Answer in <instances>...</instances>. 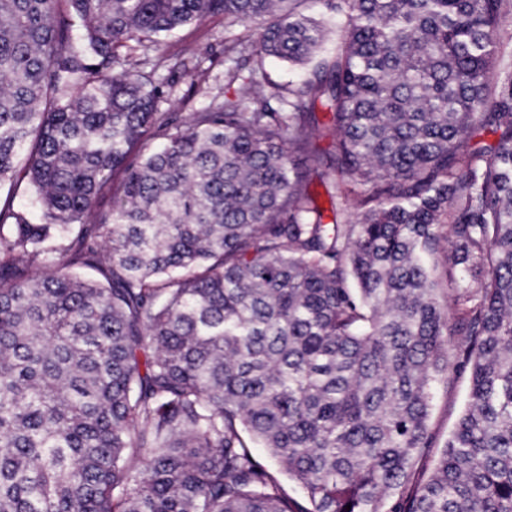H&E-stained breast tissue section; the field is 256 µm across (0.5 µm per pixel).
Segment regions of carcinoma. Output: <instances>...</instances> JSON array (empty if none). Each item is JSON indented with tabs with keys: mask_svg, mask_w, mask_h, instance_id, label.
<instances>
[{
	"mask_svg": "<svg viewBox=\"0 0 512 512\" xmlns=\"http://www.w3.org/2000/svg\"><path fill=\"white\" fill-rule=\"evenodd\" d=\"M501 8L0 0V512H512ZM219 14L234 91L180 122L142 65ZM264 72L268 79L273 82L286 83L298 81L302 78L301 73L288 66V64L275 59H268L265 62ZM469 385L470 378L468 373H465L459 376L452 387L439 389L428 421L429 428L437 440V447L432 448L429 455L417 462L416 476L420 479L426 480L432 474L437 452L448 439L449 432L467 404Z\"/></svg>",
	"mask_w": 512,
	"mask_h": 512,
	"instance_id": "1",
	"label": "carcinoma"
}]
</instances>
